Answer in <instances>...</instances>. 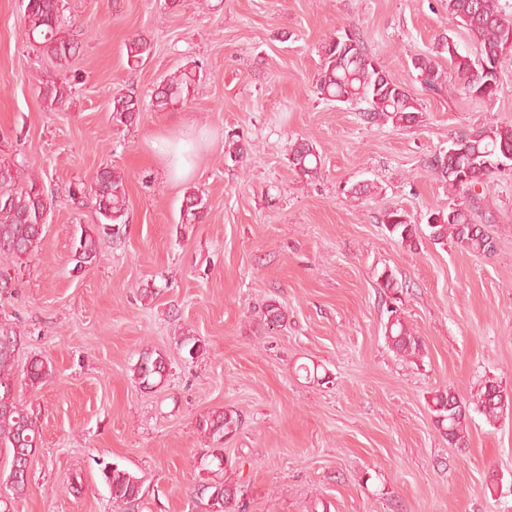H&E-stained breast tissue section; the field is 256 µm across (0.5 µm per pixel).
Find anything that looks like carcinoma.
Listing matches in <instances>:
<instances>
[{"label":"carcinoma","instance_id":"carcinoma-1","mask_svg":"<svg viewBox=\"0 0 512 512\" xmlns=\"http://www.w3.org/2000/svg\"><path fill=\"white\" fill-rule=\"evenodd\" d=\"M448 15L462 23L472 34L477 46L474 57L461 54L447 36L435 43L433 54L411 58L420 84L426 92L440 95L450 86L446 72L437 58L448 55L463 90L470 96L486 99L498 90V70L512 55V10L500 0H448ZM25 28L28 39L34 41L59 64L75 53V41L62 35L60 0H27ZM127 58L138 64L151 52V46L142 38L131 39L126 46ZM196 85L191 71L174 72L163 80L151 101L156 111L187 100ZM40 94L49 108L60 107L68 98L70 88L53 77L41 82ZM320 98L342 103L366 104L363 120H384L393 125L409 126L418 120L420 109L416 99L406 88L391 81L387 72L366 52L364 41L354 30L343 28L325 46L321 56V72L317 82ZM142 106L136 96L128 93L113 100L112 121L130 126L139 119ZM293 170L303 177L318 173L321 157L314 146L299 142L290 157ZM438 179L448 187L451 203L448 209L431 211L426 216L429 238L439 244L453 242L474 253L491 256L496 243L488 231L475 223L472 201L478 198L475 187L484 186L494 173L512 168V125L485 126L462 132L429 162ZM469 181H461L462 175ZM92 196L98 213L104 219L102 228L126 223L127 199L124 177L110 168L97 171L90 185L75 183L69 187L73 203L82 204ZM49 203L43 185L34 178H25L23 170L5 160L0 161V260L22 261L30 256L42 239ZM181 223L200 224L205 216L203 198L192 193L186 197L181 211ZM381 224L389 236L409 247L416 246L418 225L400 208L384 212ZM101 237L80 229L73 238L74 269L92 264L99 252ZM385 335L393 351L404 357L416 358L423 350L420 337L413 335L401 319L398 309L387 308ZM20 336L12 327H0V449L11 455V468L0 499V512L27 490L30 460L40 441L38 417L32 408L20 403L16 396L15 363ZM48 374L40 359L34 360L27 371V385L38 388ZM167 374V361L161 354H142L134 368V375L143 384L162 380ZM434 425L454 446L465 444L471 412L482 415L494 425L503 413L512 408V392L495 379L483 385L468 400L451 391L435 392L430 404ZM241 425L240 415L233 410L215 412L202 417L199 427L213 440L230 435ZM224 457L221 448L211 449L208 462L202 470L212 474L211 481L201 485V494L216 500L221 512H236L242 490L224 483ZM102 481L109 490L112 502L132 512L143 497V480L136 473L116 464L104 463Z\"/></svg>","mask_w":512,"mask_h":512}]
</instances>
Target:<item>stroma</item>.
Masks as SVG:
<instances>
[{
	"label": "stroma",
	"instance_id": "stroma-1",
	"mask_svg": "<svg viewBox=\"0 0 512 512\" xmlns=\"http://www.w3.org/2000/svg\"><path fill=\"white\" fill-rule=\"evenodd\" d=\"M61 3L78 44L62 67L28 40L27 0H0V158L49 197L37 251L0 265L16 375L35 359L49 368L39 390L17 391L41 443L12 512H120L104 462L143 477L137 512H203L197 459L212 442L199 420L224 409L241 416L223 443L224 481L242 489L244 512H512V411L493 426L473 414L456 448L429 409L438 390L466 399L488 378L512 389V171L494 174L478 201L493 255L424 235L410 248L380 223L388 209L420 224L447 208L429 161L459 132L512 125V58L493 99L426 92L411 59L439 35L476 53L447 0ZM343 27L414 96L418 122L372 124L360 105L319 98L322 48ZM135 37L151 46L136 66ZM184 68L198 79L186 103L113 123L114 96L147 102ZM49 75L70 88L55 110L39 94ZM232 134L239 163L224 156ZM301 138L321 156L312 178L291 167ZM181 141L179 176L168 148ZM103 167L125 175L127 222L78 272L73 237L101 217L68 188ZM359 182L369 189L352 197ZM192 193L206 214L184 224ZM386 269L424 344L414 359L385 338ZM271 303L285 313L276 325L264 317ZM188 334L204 344L193 357L180 346ZM147 349L167 360L161 383L133 376Z\"/></svg>",
	"mask_w": 512,
	"mask_h": 512
}]
</instances>
